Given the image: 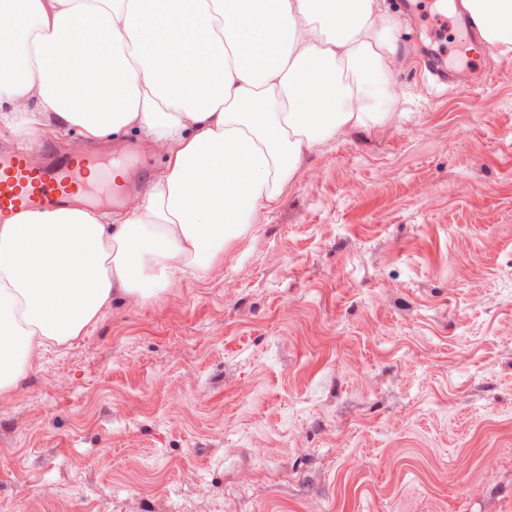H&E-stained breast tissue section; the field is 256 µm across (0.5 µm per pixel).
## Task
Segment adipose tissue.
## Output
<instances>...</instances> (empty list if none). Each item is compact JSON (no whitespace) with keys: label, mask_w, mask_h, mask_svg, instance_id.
Wrapping results in <instances>:
<instances>
[{"label":"adipose tissue","mask_w":512,"mask_h":512,"mask_svg":"<svg viewBox=\"0 0 512 512\" xmlns=\"http://www.w3.org/2000/svg\"><path fill=\"white\" fill-rule=\"evenodd\" d=\"M0 0V121L83 140L137 129L165 156L118 224L75 207L0 224V395L120 288L136 304L203 276L273 208L303 152L384 123L400 55L376 0ZM512 65V0H462ZM38 32L30 40L18 21Z\"/></svg>","instance_id":"obj_1"}]
</instances>
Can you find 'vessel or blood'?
Instances as JSON below:
<instances>
[{
    "instance_id": "b4317fda",
    "label": "vessel or blood",
    "mask_w": 512,
    "mask_h": 512,
    "mask_svg": "<svg viewBox=\"0 0 512 512\" xmlns=\"http://www.w3.org/2000/svg\"><path fill=\"white\" fill-rule=\"evenodd\" d=\"M394 7L401 16L427 24L437 35V48L431 55L421 56L420 63L438 79H445L441 65L458 49L457 42L448 38L454 21L448 16L447 0H395ZM118 164L125 168L121 179L115 178L114 168L101 165L96 157L73 159L53 154L35 171L25 163L24 148L0 151V223L23 213L72 207L77 194L88 192L94 180L108 185L113 199H120L131 191L145 164L129 147L119 154Z\"/></svg>"
}]
</instances>
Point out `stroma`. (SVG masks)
I'll return each instance as SVG.
<instances>
[{"label": "stroma", "instance_id": "stroma-1", "mask_svg": "<svg viewBox=\"0 0 512 512\" xmlns=\"http://www.w3.org/2000/svg\"><path fill=\"white\" fill-rule=\"evenodd\" d=\"M397 40L388 121L0 396V512H512V67Z\"/></svg>", "mask_w": 512, "mask_h": 512}]
</instances>
